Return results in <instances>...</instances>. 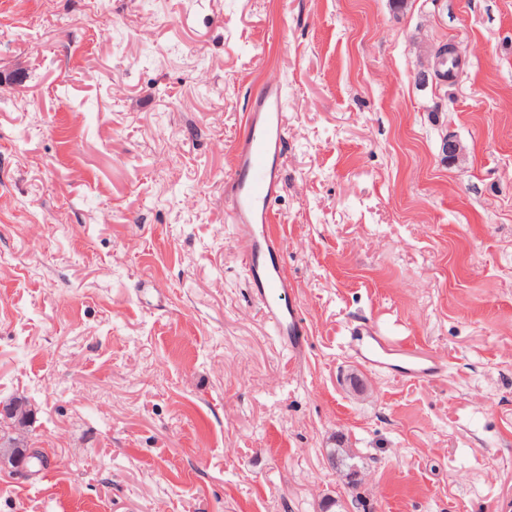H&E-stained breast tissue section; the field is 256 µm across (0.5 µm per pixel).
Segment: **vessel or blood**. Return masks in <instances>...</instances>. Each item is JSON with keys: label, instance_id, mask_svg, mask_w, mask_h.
Returning a JSON list of instances; mask_svg holds the SVG:
<instances>
[{"label": "vessel or blood", "instance_id": "vessel-or-blood-1", "mask_svg": "<svg viewBox=\"0 0 512 512\" xmlns=\"http://www.w3.org/2000/svg\"><path fill=\"white\" fill-rule=\"evenodd\" d=\"M283 109L282 84L266 82L252 101L246 130L235 147L231 215L235 235L243 245L241 261L250 293L281 344L298 355L307 342L306 316L290 294L292 282L282 263L286 243L273 229L271 209L282 183ZM349 334L356 357L369 368L390 367L419 380L435 378L445 369L436 355L401 352L372 323L354 325Z\"/></svg>", "mask_w": 512, "mask_h": 512}]
</instances>
